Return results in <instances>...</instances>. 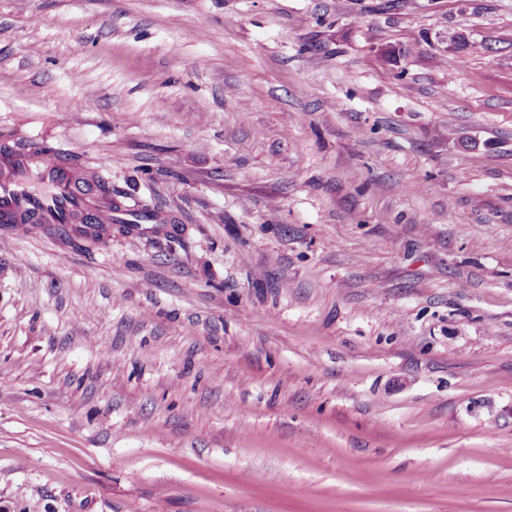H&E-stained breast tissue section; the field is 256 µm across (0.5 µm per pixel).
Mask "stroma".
<instances>
[{
    "mask_svg": "<svg viewBox=\"0 0 512 512\" xmlns=\"http://www.w3.org/2000/svg\"><path fill=\"white\" fill-rule=\"evenodd\" d=\"M11 132L156 219L0 224V512H512V0H0Z\"/></svg>",
    "mask_w": 512,
    "mask_h": 512,
    "instance_id": "obj_1",
    "label": "stroma"
}]
</instances>
